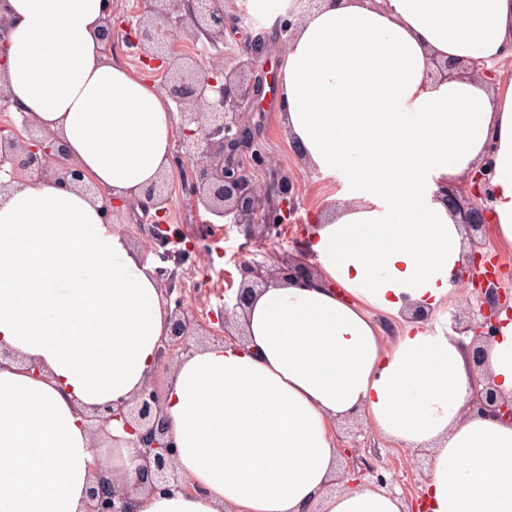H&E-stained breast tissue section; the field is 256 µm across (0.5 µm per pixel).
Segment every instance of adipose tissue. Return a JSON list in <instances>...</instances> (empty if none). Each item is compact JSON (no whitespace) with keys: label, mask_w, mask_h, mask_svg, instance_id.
<instances>
[{"label":"adipose tissue","mask_w":512,"mask_h":512,"mask_svg":"<svg viewBox=\"0 0 512 512\" xmlns=\"http://www.w3.org/2000/svg\"><path fill=\"white\" fill-rule=\"evenodd\" d=\"M105 0H5L6 90L103 190L57 181L0 196V512H84L94 464L132 478L131 435L93 436L89 407L151 378L169 317L152 265L102 215L169 172V100L110 56ZM512 0H318L280 57L278 117L301 159L341 171L345 202L312 213L311 281L254 296L243 340L183 355L163 411L194 493L140 512H405L372 483L339 491L334 428L355 414L432 451L425 512H512V425L469 413L464 345L428 319L451 301L463 227L435 194L492 154L493 240L512 248ZM473 66L439 82L435 62ZM424 311L411 318L410 308ZM401 327L385 343L378 316ZM489 347L512 395V318ZM39 363L40 377L24 368Z\"/></svg>","instance_id":"1"}]
</instances>
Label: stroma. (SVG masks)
<instances>
[{
  "mask_svg": "<svg viewBox=\"0 0 512 512\" xmlns=\"http://www.w3.org/2000/svg\"><path fill=\"white\" fill-rule=\"evenodd\" d=\"M253 120L260 125L256 149L269 156L294 182L299 200L297 212L269 238L246 234L243 229L229 224L207 223L206 213L195 209L184 192L185 168L175 165L169 172L166 221L178 228L183 239L196 241L198 246L197 253L179 268L184 300L191 314L203 321L223 306L227 289L238 288V260L270 263L295 252L304 244L309 214L319 207L337 203L348 190L343 173H322L302 164L278 122L272 100L261 103ZM336 438L338 447L358 449L364 462L395 478L408 498L423 496L427 475L412 468L410 449L383 438L366 423L356 428L346 422L339 424Z\"/></svg>",
  "mask_w": 512,
  "mask_h": 512,
  "instance_id": "obj_1",
  "label": "stroma"
}]
</instances>
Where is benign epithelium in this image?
<instances>
[{"mask_svg":"<svg viewBox=\"0 0 512 512\" xmlns=\"http://www.w3.org/2000/svg\"><path fill=\"white\" fill-rule=\"evenodd\" d=\"M317 0H300V6L288 12L276 25L287 44L288 36ZM127 45L155 68L161 69L168 96L180 116L181 135L177 140L179 157L192 164L184 180L185 193L194 204L214 219L249 230L262 221L268 228H278L285 220L283 212L293 211L297 191L288 175L279 172L270 158L254 151L255 128L247 117L259 108L264 90L263 78L257 75L260 55L267 41V31L247 25L242 12H227L224 0H139L138 9L126 16ZM246 34L238 52L224 63V31ZM177 32L193 41L203 39L217 50L210 67H202L196 58L177 54L167 34ZM251 160L256 168L273 172L272 180L259 184L245 166ZM26 182L54 178L64 184L84 182L82 171L65 159L64 149L51 134L24 121L21 128H0V171ZM492 158L486 156L478 170L463 177V184L450 185L441 192L448 211L459 217L466 230L471 249L451 283L464 278L474 285L452 312L454 334L471 337L474 374L468 410L512 424V397L503 395L484 370L487 347L496 337L501 313H512V294L506 292L496 272V258L483 251L485 243L476 234L488 232L487 215L493 201L491 186ZM144 208L155 209L154 224L148 227L152 241L163 248L157 253L162 262L177 265L197 252L193 243L173 251L177 241L165 223L167 183L160 178L144 191ZM241 275L235 303L224 307L216 321L224 335L232 338L229 326L239 312L249 305L254 292L275 278L307 280L316 268L307 258L283 257L273 265L237 262ZM155 275L170 320L169 334L157 348V366L165 370L182 355L191 352L189 338L206 328L185 307L184 289L177 286L176 272L168 267L155 268ZM163 392L156 382L146 384L130 399L121 398L104 408L94 407L86 418L95 431L111 421L123 423L132 435L136 454L133 458L135 478L120 482L112 470L98 467L87 493L85 512H136V496L160 488L191 490L176 462V446L170 425L162 409Z\"/></svg>","mask_w":512,"mask_h":512,"instance_id":"7a95c632","label":"benign epithelium"}]
</instances>
